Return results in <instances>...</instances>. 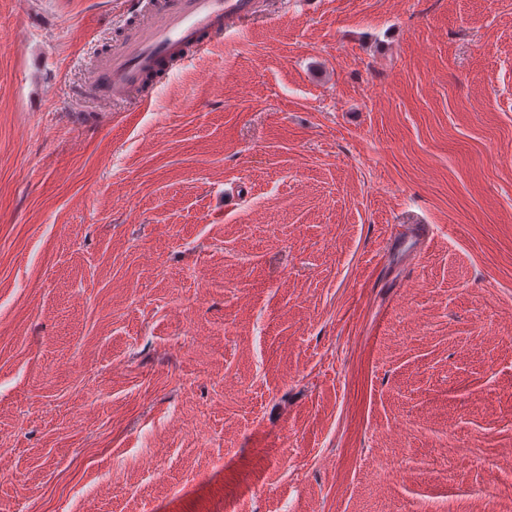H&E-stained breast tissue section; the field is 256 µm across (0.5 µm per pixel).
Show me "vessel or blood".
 Masks as SVG:
<instances>
[{"mask_svg": "<svg viewBox=\"0 0 512 512\" xmlns=\"http://www.w3.org/2000/svg\"><path fill=\"white\" fill-rule=\"evenodd\" d=\"M137 16L112 43L88 81L89 89L106 100L123 101L137 94L145 80L184 50H204L211 36L252 18L257 0H154L142 7L130 0Z\"/></svg>", "mask_w": 512, "mask_h": 512, "instance_id": "b4317fda", "label": "vessel or blood"}]
</instances>
